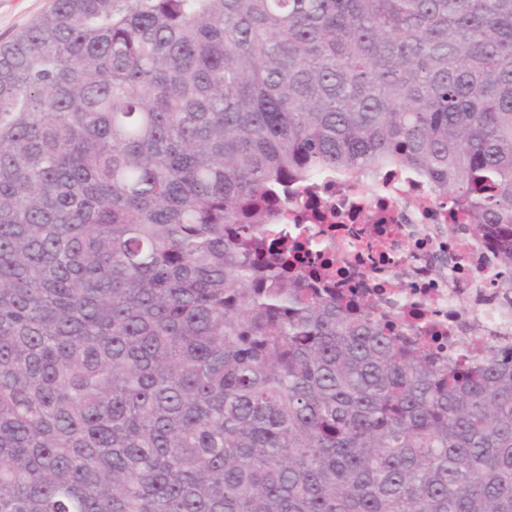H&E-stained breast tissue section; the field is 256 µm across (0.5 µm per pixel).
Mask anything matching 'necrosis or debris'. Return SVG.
Masks as SVG:
<instances>
[{
	"instance_id": "4bbe7bcc",
	"label": "necrosis or debris",
	"mask_w": 512,
	"mask_h": 512,
	"mask_svg": "<svg viewBox=\"0 0 512 512\" xmlns=\"http://www.w3.org/2000/svg\"><path fill=\"white\" fill-rule=\"evenodd\" d=\"M288 221L313 237L336 279L369 288L381 312L410 324L432 319L439 333L459 340L477 325L495 348L512 347V304L487 301L494 290L483 268L488 245L453 233L447 210L432 204L415 172L384 176L364 200L321 179Z\"/></svg>"
}]
</instances>
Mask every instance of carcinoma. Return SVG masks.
Instances as JSON below:
<instances>
[{"label":"carcinoma","mask_w":512,"mask_h":512,"mask_svg":"<svg viewBox=\"0 0 512 512\" xmlns=\"http://www.w3.org/2000/svg\"><path fill=\"white\" fill-rule=\"evenodd\" d=\"M398 168L511 282L512 0H54L1 43L0 512H512V359L279 238Z\"/></svg>","instance_id":"1"}]
</instances>
